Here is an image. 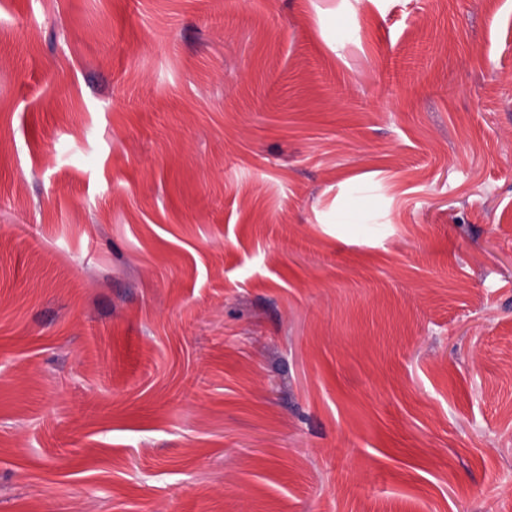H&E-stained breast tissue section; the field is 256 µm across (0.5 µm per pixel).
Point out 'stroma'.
<instances>
[{
  "instance_id": "stroma-1",
  "label": "stroma",
  "mask_w": 512,
  "mask_h": 512,
  "mask_svg": "<svg viewBox=\"0 0 512 512\" xmlns=\"http://www.w3.org/2000/svg\"><path fill=\"white\" fill-rule=\"evenodd\" d=\"M0 512H512V0H0Z\"/></svg>"
}]
</instances>
